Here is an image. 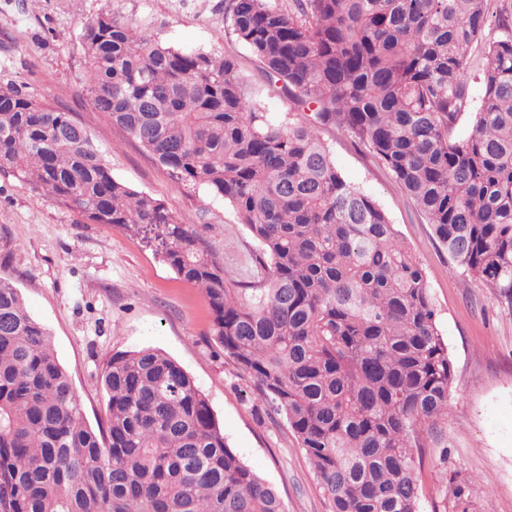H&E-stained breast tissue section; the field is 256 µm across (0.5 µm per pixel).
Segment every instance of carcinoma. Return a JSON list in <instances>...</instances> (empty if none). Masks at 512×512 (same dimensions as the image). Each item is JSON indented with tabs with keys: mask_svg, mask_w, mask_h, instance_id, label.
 Here are the masks:
<instances>
[{
	"mask_svg": "<svg viewBox=\"0 0 512 512\" xmlns=\"http://www.w3.org/2000/svg\"><path fill=\"white\" fill-rule=\"evenodd\" d=\"M490 0H224V27L293 104L274 122L235 60L186 52L104 10L82 27L97 112L227 201L266 276L224 266L134 191L67 112L0 85V173L97 224L162 229L210 335L282 416L330 512H420L418 449L448 418L453 367L425 272L320 137L339 130L413 199L454 269L512 306V8ZM483 45L474 130L473 45ZM87 422L50 333L0 278V512H284L226 444L208 400L156 349L114 353Z\"/></svg>",
	"mask_w": 512,
	"mask_h": 512,
	"instance_id": "obj_1",
	"label": "carcinoma"
}]
</instances>
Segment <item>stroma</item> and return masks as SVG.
Returning <instances> with one entry per match:
<instances>
[{
    "instance_id": "1",
    "label": "stroma",
    "mask_w": 512,
    "mask_h": 512,
    "mask_svg": "<svg viewBox=\"0 0 512 512\" xmlns=\"http://www.w3.org/2000/svg\"><path fill=\"white\" fill-rule=\"evenodd\" d=\"M187 51L236 57L272 117L291 103L269 90L256 57L224 28V0H0V85L71 113L90 133L118 181L161 200L248 287L261 274L258 243L234 209L191 186L96 112L84 85L80 31L102 10ZM336 166L374 197L420 261L454 366L450 410L420 449V512H452L465 489L468 512H512V309L453 268L415 202L375 158L340 131L322 132ZM0 278L20 289L51 334L89 423L104 415L101 372L115 352L157 349L205 394L228 446L278 492L285 512H329L309 461L281 418L258 400L252 380L210 336L200 288L179 278L155 245L121 226L93 224L28 182L0 174Z\"/></svg>"
}]
</instances>
